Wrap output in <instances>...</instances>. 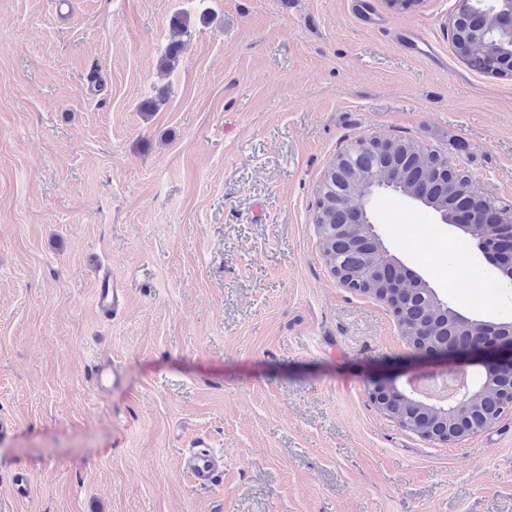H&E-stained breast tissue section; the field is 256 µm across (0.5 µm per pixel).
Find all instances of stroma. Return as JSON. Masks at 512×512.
Segmentation results:
<instances>
[{
    "label": "stroma",
    "mask_w": 512,
    "mask_h": 512,
    "mask_svg": "<svg viewBox=\"0 0 512 512\" xmlns=\"http://www.w3.org/2000/svg\"><path fill=\"white\" fill-rule=\"evenodd\" d=\"M373 3L446 66L347 0H0V497L30 471L17 512H512V414L446 446L379 410L374 378L405 390L435 365L319 247L315 189L360 137L411 140L512 203V77L455 53L466 0ZM206 8L161 73L173 14ZM371 215L441 300L512 321L468 236L389 190ZM102 266L126 291L109 319ZM101 360L122 372L104 394ZM197 439L224 457L209 490L181 467ZM356 17L369 29L387 30L388 22L380 18L372 8L371 0H352ZM390 33L392 41L412 56L428 60L435 65L441 63L433 43L423 29L400 27L391 29Z\"/></svg>",
    "instance_id": "1"
}]
</instances>
